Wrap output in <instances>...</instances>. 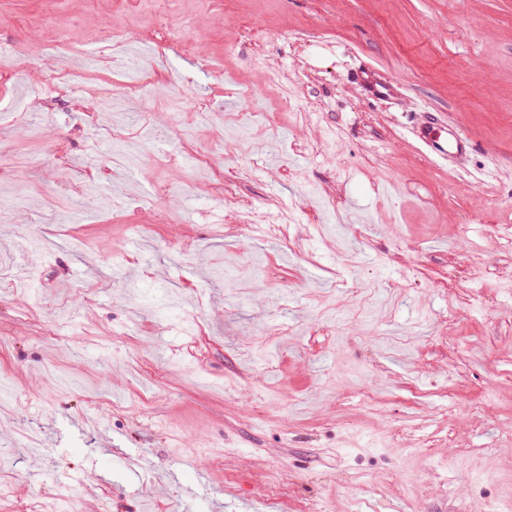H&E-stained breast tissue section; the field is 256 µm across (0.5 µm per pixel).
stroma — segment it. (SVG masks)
I'll use <instances>...</instances> for the list:
<instances>
[{
	"label": "stroma",
	"mask_w": 512,
	"mask_h": 512,
	"mask_svg": "<svg viewBox=\"0 0 512 512\" xmlns=\"http://www.w3.org/2000/svg\"><path fill=\"white\" fill-rule=\"evenodd\" d=\"M180 7L0 0V512H512V0ZM415 134L427 146L431 156H463L472 148V141L460 128L448 125V130L439 129L432 117H428Z\"/></svg>",
	"instance_id": "1"
}]
</instances>
